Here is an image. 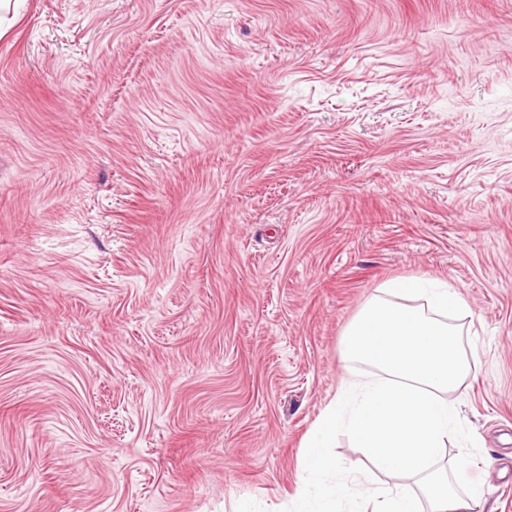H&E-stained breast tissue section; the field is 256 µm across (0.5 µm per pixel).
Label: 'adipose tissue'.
<instances>
[{
  "label": "adipose tissue",
  "instance_id": "obj_1",
  "mask_svg": "<svg viewBox=\"0 0 512 512\" xmlns=\"http://www.w3.org/2000/svg\"><path fill=\"white\" fill-rule=\"evenodd\" d=\"M466 312L452 284L426 277L391 281L364 306L344 334V359L371 365L375 374L344 377L314 424L303 445L304 490L293 512H335L342 500L359 496L357 476L330 486L322 482L336 469L328 448L340 430L379 469L418 477L431 512H475L477 493L461 485V464L440 462L459 433V410L447 395L476 367L462 326L448 321Z\"/></svg>",
  "mask_w": 512,
  "mask_h": 512
}]
</instances>
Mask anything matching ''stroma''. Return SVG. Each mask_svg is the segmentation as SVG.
<instances>
[{"instance_id": "stroma-1", "label": "stroma", "mask_w": 512, "mask_h": 512, "mask_svg": "<svg viewBox=\"0 0 512 512\" xmlns=\"http://www.w3.org/2000/svg\"><path fill=\"white\" fill-rule=\"evenodd\" d=\"M412 276L474 335L445 458L512 512V0L0 11V512H290Z\"/></svg>"}]
</instances>
